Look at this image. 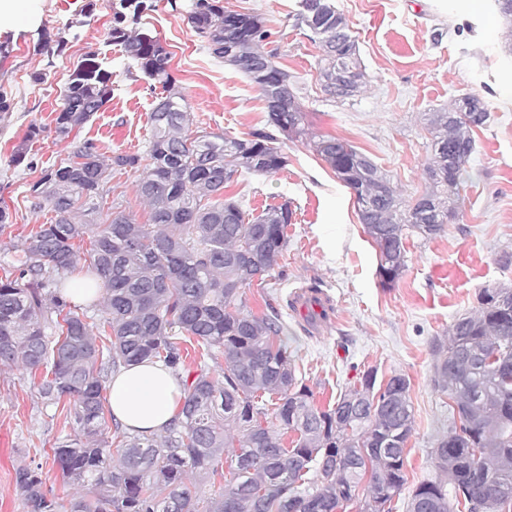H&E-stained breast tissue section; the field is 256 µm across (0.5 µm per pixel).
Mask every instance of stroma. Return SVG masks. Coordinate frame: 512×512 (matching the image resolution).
<instances>
[{
    "mask_svg": "<svg viewBox=\"0 0 512 512\" xmlns=\"http://www.w3.org/2000/svg\"><path fill=\"white\" fill-rule=\"evenodd\" d=\"M225 9L253 12L267 21L279 62L298 78L296 100L308 133L287 141L286 168L271 176L242 174L230 188L242 209L258 216L270 205L288 204V248L262 284L245 289L255 315L275 306L296 375L319 407L333 404L364 370L397 372L410 381L414 430L406 447L407 483L395 512H406L415 487L433 474L430 451L453 426L446 394L431 376L434 337L446 336L471 311L486 288H512V268L498 257L512 252V99L501 96L499 77L512 67L506 23L493 0L485 18L462 16L434 0H335L359 45L367 74L363 92L346 102L326 99L318 81L321 51L306 28L294 25L298 0H223ZM120 0H17L0 15V93L11 109L0 112V207L11 222L0 227V277L16 273L23 244L48 211L26 199L29 183L68 153L55 133L60 92L89 52L106 54L112 70V99L78 130L79 140L100 151L146 153L149 114L159 97L118 47L107 42ZM194 0H143V27L172 53L171 68L188 103L191 131L243 138L264 124L267 109L259 89L240 71L215 59L188 22ZM63 52H55L58 38ZM470 93L482 99L491 118L474 129L476 149L467 166L456 218L429 241L410 239L407 268L394 287L383 288L378 256L360 224L354 198L309 145L313 136L345 140L386 172L404 201L426 187L431 154L426 115ZM42 128L22 164L13 149L30 123ZM139 175L116 171L109 197L138 223L150 209L137 194ZM317 289L331 313L303 319L297 296ZM65 410L44 405L33 377L0 368V512H27L15 486L19 466L42 464L45 488L61 503L84 489L63 478L47 460L58 443L73 439Z\"/></svg>",
    "mask_w": 512,
    "mask_h": 512,
    "instance_id": "35a3bbf8",
    "label": "stroma"
}]
</instances>
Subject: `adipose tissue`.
I'll return each mask as SVG.
<instances>
[{
  "label": "adipose tissue",
  "mask_w": 512,
  "mask_h": 512,
  "mask_svg": "<svg viewBox=\"0 0 512 512\" xmlns=\"http://www.w3.org/2000/svg\"><path fill=\"white\" fill-rule=\"evenodd\" d=\"M182 397L171 370L147 360L123 368L109 387L114 418L128 431L144 435L162 434L176 416Z\"/></svg>",
  "instance_id": "ef3b65f1"
}]
</instances>
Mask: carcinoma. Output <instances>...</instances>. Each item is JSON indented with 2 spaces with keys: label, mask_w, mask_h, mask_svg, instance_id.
<instances>
[{
  "label": "carcinoma",
  "mask_w": 512,
  "mask_h": 512,
  "mask_svg": "<svg viewBox=\"0 0 512 512\" xmlns=\"http://www.w3.org/2000/svg\"><path fill=\"white\" fill-rule=\"evenodd\" d=\"M120 7L108 42L163 88L166 111L150 112L144 156L70 143L67 158L27 189L33 207L47 206L53 217L26 239L18 274L0 277V365L41 372V398L70 404L75 438L52 449V464L96 491L66 507L45 489L42 465L21 466L15 485L28 512H344L352 504L358 512H393L407 483L405 447L414 429L409 380L395 373L379 383L377 369L369 368L322 409L297 378L279 313L256 316L243 298L279 265L293 212L283 203L248 219L225 191L236 174L285 168L283 141L306 134L293 75L278 62V49H266L265 19L226 10L220 0H196L188 16L210 53L262 96L276 84L280 110L268 111L267 126L240 139L189 133L172 53L139 26L138 0H121ZM293 18L322 50L321 90L340 102L358 96L365 69L333 0H299ZM111 99L112 71L89 52L62 92L57 137L69 139ZM489 119L474 94L431 113L428 187L407 207L388 174L356 147L333 136L310 142L353 194L364 233L378 249L382 287H393L406 270L409 237L431 240L455 218L475 149L472 128ZM41 133L30 124L14 163H23L27 144ZM128 168L140 173L137 188L151 223H137L118 202L111 203V220L98 223L112 171ZM86 237L88 271L98 277L93 287L104 291L107 345L97 342L86 315L67 309L62 294L80 260L76 241ZM504 294L512 296V288L483 289L449 339L432 341L433 385L453 401L460 424L436 439L434 476L413 490L406 512H512V307L500 304ZM184 337L204 358L222 355L221 377L206 363L178 375L184 398L165 435L126 434L117 426L107 436L109 370L158 360L177 372L187 358ZM269 414L274 428L264 424ZM290 432L297 439L286 448ZM194 469L222 479L202 506L186 483Z\"/></svg>",
  "instance_id": "1"
}]
</instances>
